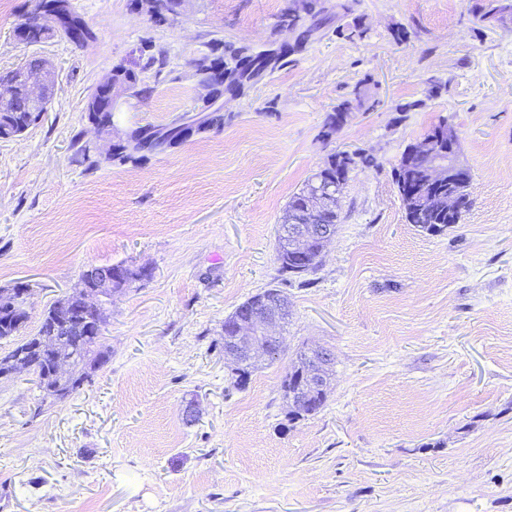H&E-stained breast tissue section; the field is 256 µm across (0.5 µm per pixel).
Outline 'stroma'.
Returning <instances> with one entry per match:
<instances>
[{"instance_id": "stroma-1", "label": "stroma", "mask_w": 512, "mask_h": 512, "mask_svg": "<svg viewBox=\"0 0 512 512\" xmlns=\"http://www.w3.org/2000/svg\"><path fill=\"white\" fill-rule=\"evenodd\" d=\"M288 2L184 0L168 24L137 0H70L93 33L77 45L18 41L35 0H0V72L33 57L56 71L47 112L0 140V288L30 285L26 335L89 266L151 272L108 305L111 357L79 391L43 406L31 374L0 378V512H512V31L474 27L467 0H359L338 23L364 38L326 33L225 95L223 129L103 160L86 102L142 43L157 61L134 68L121 130L198 112L196 61L288 42ZM364 79L377 106L324 140ZM442 118L472 206L431 234L406 222L392 169ZM341 150L377 165L350 173L319 269L283 280L288 201ZM268 288L290 301L289 349L332 353L324 407L297 422L287 356L236 387L220 346L225 318Z\"/></svg>"}]
</instances>
